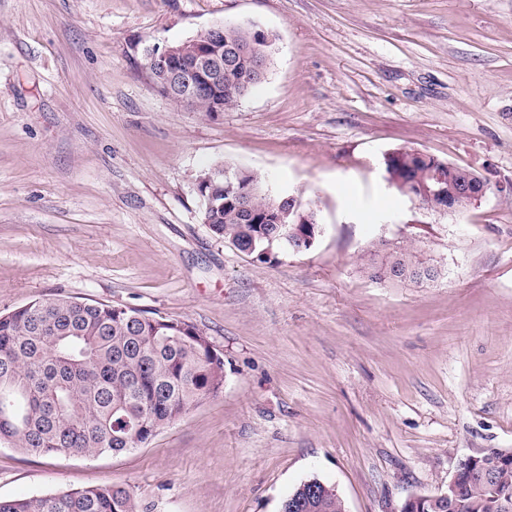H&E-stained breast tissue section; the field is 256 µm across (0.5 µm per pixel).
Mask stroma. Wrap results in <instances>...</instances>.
<instances>
[{
  "label": "stroma",
  "mask_w": 512,
  "mask_h": 512,
  "mask_svg": "<svg viewBox=\"0 0 512 512\" xmlns=\"http://www.w3.org/2000/svg\"><path fill=\"white\" fill-rule=\"evenodd\" d=\"M240 21L278 37L245 99L208 117L154 88L145 46ZM396 149L490 188L431 210L388 183ZM217 163L323 235L265 262L214 237L197 180ZM395 243L442 278H368ZM61 296L193 324L224 386L122 454L1 444V497L281 512L315 477L345 512H396L512 448V0H0V313Z\"/></svg>",
  "instance_id": "35a3bbf8"
}]
</instances>
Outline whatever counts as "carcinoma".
<instances>
[{
    "mask_svg": "<svg viewBox=\"0 0 512 512\" xmlns=\"http://www.w3.org/2000/svg\"><path fill=\"white\" fill-rule=\"evenodd\" d=\"M215 42L226 45L248 37L253 28L222 25ZM267 67L224 72L219 93L203 89L198 111L210 116L211 101L237 105ZM400 193L431 185L441 162L415 150L400 149L384 157ZM260 192L251 205L257 223H243L237 199L224 184L206 188L214 207L202 210L212 234L241 252L265 261L263 252L277 247L281 229L296 230L306 240L318 237L312 212L306 223L287 216L284 196L272 194L263 179L241 171ZM409 188H404V184ZM362 270L376 281L421 284L442 275L431 258L408 246H394L379 261L369 258ZM224 386V354L194 325L153 317L136 309L105 303L78 305L64 298L34 300L0 314V444L46 456L68 448L85 457L140 448L162 428L182 416L202 397ZM317 492L295 488L284 512H341L335 487L316 480ZM0 512H138L130 492L119 486L76 488L26 498L0 497ZM446 512H512V459L497 468L494 480L464 472Z\"/></svg>",
    "mask_w": 512,
    "mask_h": 512,
    "instance_id": "carcinoma-1",
    "label": "carcinoma"
}]
</instances>
